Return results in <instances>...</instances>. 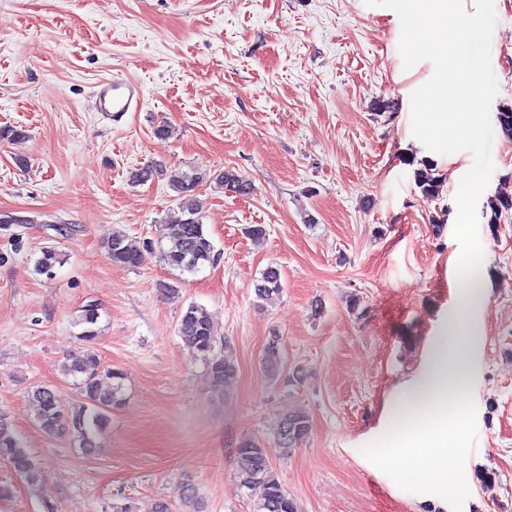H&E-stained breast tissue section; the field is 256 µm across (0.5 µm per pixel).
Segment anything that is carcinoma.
<instances>
[{
	"label": "carcinoma",
	"mask_w": 512,
	"mask_h": 512,
	"mask_svg": "<svg viewBox=\"0 0 512 512\" xmlns=\"http://www.w3.org/2000/svg\"><path fill=\"white\" fill-rule=\"evenodd\" d=\"M133 184H145L155 179L167 180L178 193L180 202L177 208L167 212L165 224L169 244L159 248L161 260L169 267L183 273L195 275L205 266L215 261L214 245L207 235L197 191L204 184L216 183L228 192L247 195L251 187L241 182L230 170L218 173L192 170L169 169L161 164L145 165L128 173ZM415 184L427 197L438 196L442 175L434 162L425 159L414 171ZM490 209L489 224L499 223L500 217L512 211V196L496 195L487 203ZM107 254L113 264L135 268L145 258L142 249L128 241L126 234L113 231L105 241ZM256 298L270 303L282 290L279 268L269 266L253 282ZM99 308L89 304L82 309L79 324L83 325L81 339L87 343L98 336L97 323ZM178 333L204 362L212 386L221 389L236 374L235 364L216 352L217 328L209 312L201 305L192 303L182 313L178 323ZM282 365L279 337L271 338L262 358V366L268 375L274 377ZM64 374L77 381L81 402L78 406L65 410L61 408L53 391L44 385H37L30 396L38 407V426L48 436L67 435L78 442L85 455L94 453L97 439L106 428L109 414L123 401L125 375L117 369H102L98 355L85 349L68 355L64 364ZM288 427V436H278V446L284 450L297 447L309 432V417L302 409L288 411L280 419L279 427ZM236 465L244 487L260 484L264 487L262 501L256 512H297L292 498L284 490L278 476L266 463L257 467L259 459L269 457V449L253 438L240 442L236 449ZM0 458L6 460L24 481L34 484L40 480L39 463L19 442L11 424L0 417Z\"/></svg>",
	"instance_id": "1"
}]
</instances>
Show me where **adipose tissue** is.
Segmentation results:
<instances>
[{
  "label": "adipose tissue",
  "mask_w": 512,
  "mask_h": 512,
  "mask_svg": "<svg viewBox=\"0 0 512 512\" xmlns=\"http://www.w3.org/2000/svg\"><path fill=\"white\" fill-rule=\"evenodd\" d=\"M466 351L457 322H450L447 336L440 342L433 363L424 379L401 398L403 408L428 398L447 403L448 395L461 384L458 364ZM467 432V420L458 413L441 416L423 430H413L397 437L385 455L387 466L401 477L412 478L420 467H428L431 481L447 485L452 475L443 458L450 440L462 438Z\"/></svg>",
  "instance_id": "1"
}]
</instances>
